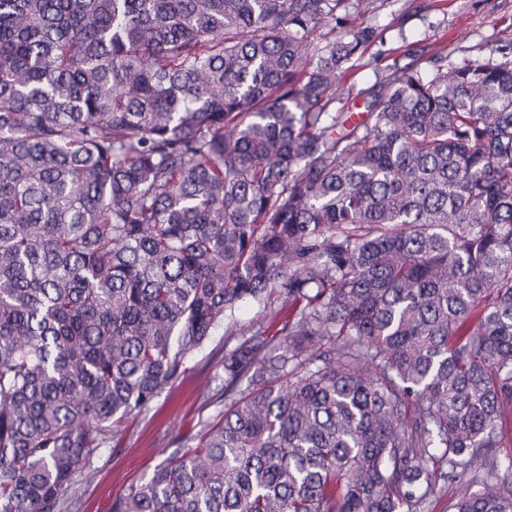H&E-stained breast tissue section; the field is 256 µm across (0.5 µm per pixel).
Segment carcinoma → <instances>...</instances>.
Listing matches in <instances>:
<instances>
[{"instance_id": "1", "label": "carcinoma", "mask_w": 512, "mask_h": 512, "mask_svg": "<svg viewBox=\"0 0 512 512\" xmlns=\"http://www.w3.org/2000/svg\"><path fill=\"white\" fill-rule=\"evenodd\" d=\"M368 10L0 0V512H67L221 326V409L110 512H512V60L353 121Z\"/></svg>"}]
</instances>
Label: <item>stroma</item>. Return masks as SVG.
I'll list each match as a JSON object with an SVG mask.
<instances>
[{"label":"stroma","instance_id":"obj_1","mask_svg":"<svg viewBox=\"0 0 512 512\" xmlns=\"http://www.w3.org/2000/svg\"><path fill=\"white\" fill-rule=\"evenodd\" d=\"M366 21L377 37L355 57L337 92L341 106L356 120L363 110L359 91L377 84L395 63L439 50L452 65L467 58L512 60V0H372ZM238 343V337L216 330L189 372L165 389L148 412L126 421L122 433L69 488L66 497L75 502V512H109L115 498L178 454L175 436L213 414L211 401L224 387L221 361Z\"/></svg>","mask_w":512,"mask_h":512}]
</instances>
